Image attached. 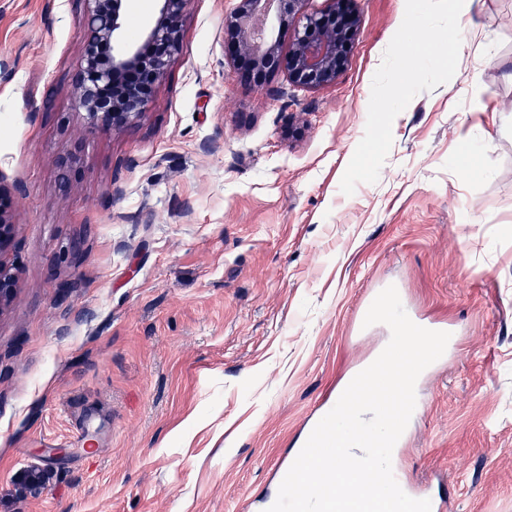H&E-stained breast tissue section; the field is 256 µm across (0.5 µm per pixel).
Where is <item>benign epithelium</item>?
<instances>
[{
	"instance_id": "1",
	"label": "benign epithelium",
	"mask_w": 512,
	"mask_h": 512,
	"mask_svg": "<svg viewBox=\"0 0 512 512\" xmlns=\"http://www.w3.org/2000/svg\"><path fill=\"white\" fill-rule=\"evenodd\" d=\"M157 16L134 40L124 37L126 0H82L84 26L80 37L82 57L75 76L76 103L93 129H111L132 123L144 114L157 81L179 53L183 33L181 20L189 0H155ZM305 0H240L239 8L224 19L225 35L236 52L249 61L235 77L244 81L267 74L286 64L297 86L320 85L336 79L345 52L357 27L355 0H328L320 16L302 15ZM302 16L287 60L280 44L286 33L266 25L262 39L256 37L257 19L284 15ZM13 191L0 181V253L14 240ZM14 265L0 259V307L16 289Z\"/></svg>"
}]
</instances>
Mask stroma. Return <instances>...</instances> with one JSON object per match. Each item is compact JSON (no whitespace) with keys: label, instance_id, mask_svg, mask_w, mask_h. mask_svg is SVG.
Returning <instances> with one entry per match:
<instances>
[{"label":"stroma","instance_id":"obj_1","mask_svg":"<svg viewBox=\"0 0 512 512\" xmlns=\"http://www.w3.org/2000/svg\"><path fill=\"white\" fill-rule=\"evenodd\" d=\"M238 5L190 0L147 112L104 131L73 95L79 0H0V174L21 189L0 512H266L306 426L387 344L364 318L391 285L452 336L395 470L450 512H512V0H471L452 29L446 0H357L317 86L234 78ZM417 14L439 71L406 53Z\"/></svg>","mask_w":512,"mask_h":512}]
</instances>
